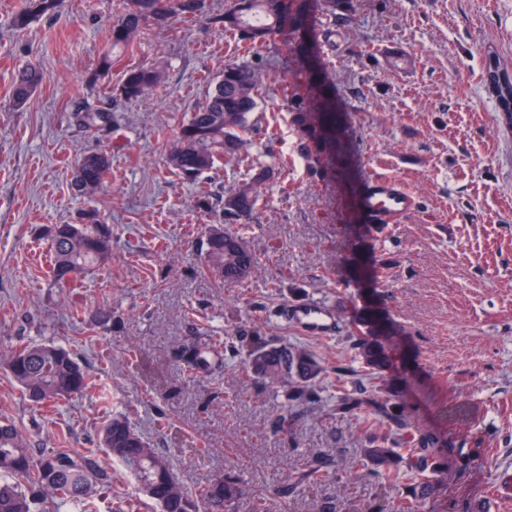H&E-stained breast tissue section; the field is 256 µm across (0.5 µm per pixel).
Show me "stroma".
Wrapping results in <instances>:
<instances>
[{
    "label": "stroma",
    "mask_w": 512,
    "mask_h": 512,
    "mask_svg": "<svg viewBox=\"0 0 512 512\" xmlns=\"http://www.w3.org/2000/svg\"><path fill=\"white\" fill-rule=\"evenodd\" d=\"M24 0H0V356L36 341L70 350L91 385L50 408L33 406L0 366V420L26 435L35 453L97 447L107 415H126L198 489L232 474L247 496L266 494V512H369L377 489L357 475L365 437L334 403L293 418L279 385L258 382L227 359L189 374L177 359L194 340L254 337L307 344L334 383L350 334L379 339L391 355L384 376L414 424L443 439L448 476L420 512H512L501 498L512 474V125L486 80L496 63L512 79V0H354L349 18L309 10L323 67L317 76L346 130L343 165L328 145L291 123L283 77L305 86L301 35L243 53L210 16L146 24L111 70L123 0H61L53 16L12 26ZM264 60L258 106L242 134L244 163L196 181L166 156L186 112L203 102L227 60ZM36 66L43 81L20 108L16 72ZM158 68L163 82L128 100L126 69ZM111 106V125L91 127L89 107ZM111 157L109 179L92 198L72 189L74 159ZM273 178L253 216L230 225L257 264L235 284L203 268L206 231L227 192L256 164ZM402 179L418 208L379 227L358 197L374 174ZM208 196L211 210L199 208ZM98 209L112 229V259L76 285L49 276L48 231L83 223ZM311 301L330 305L331 336H309L280 316ZM112 321L95 322L97 308ZM326 455L331 477L291 485L308 460Z\"/></svg>",
    "instance_id": "stroma-1"
}]
</instances>
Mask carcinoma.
<instances>
[{"instance_id": "carcinoma-1", "label": "carcinoma", "mask_w": 512, "mask_h": 512, "mask_svg": "<svg viewBox=\"0 0 512 512\" xmlns=\"http://www.w3.org/2000/svg\"><path fill=\"white\" fill-rule=\"evenodd\" d=\"M119 22L112 27V54L132 48L143 25H167L179 19L204 16V0H125ZM322 14L348 16L353 0H318ZM58 0H25L14 15L19 29L34 18L55 13ZM224 28V35L254 47L285 33L293 23L286 0H224V13L207 17ZM112 54L100 65L112 67ZM42 74L25 67L18 71L12 86L13 101L21 105L42 82ZM161 72L153 67L125 71L119 95L126 99L142 96L161 82ZM264 84L259 63L229 61L216 78L212 92L189 112L176 133L167 164L188 181L196 180L222 161H240L243 140L240 133L258 105ZM283 100L292 114L293 125L320 136L333 133L331 144L337 163L346 153L344 136L336 134V113L329 106L321 83L309 81L304 94L292 91L282 79ZM76 190L89 196L104 184L110 160L104 154H84L75 159ZM273 176V169L258 166L250 181L224 195L219 224L210 228L205 242V262L226 284L248 277L255 257L224 223L251 216L258 200V188ZM240 243V250L224 252V240ZM52 273L60 283L75 282L88 270L107 263L112 256V232L92 213L88 224H57L50 236ZM354 358L362 364L374 390L365 398L350 392L334 396L336 409L359 412L367 422L382 426L365 438L359 457L371 481L385 491L399 483L405 494L398 500L382 497L372 512H416L437 490L448 468L440 449L441 439L432 431L414 425L396 392L380 378L388 362L384 346L370 336L352 339ZM218 361L210 343H193L184 348L180 365L192 373H208ZM0 363L22 387L36 406L55 404L83 394L90 386L86 368L69 352L56 345L30 343L11 351ZM241 372L266 382H282L287 401L295 406L312 407L323 402L319 379L324 367L305 346L282 347L261 340L253 345L240 365ZM99 447L122 465L137 481L140 491L160 512H235L241 495L239 482L224 476L212 480L198 493L190 492L180 481L167 457L154 448L144 434L123 415L108 419L99 432ZM329 478V462L317 459L295 480ZM112 484V474L98 465L94 450L72 454L52 449L34 458L18 428L0 421V512H98L96 498Z\"/></svg>"}]
</instances>
